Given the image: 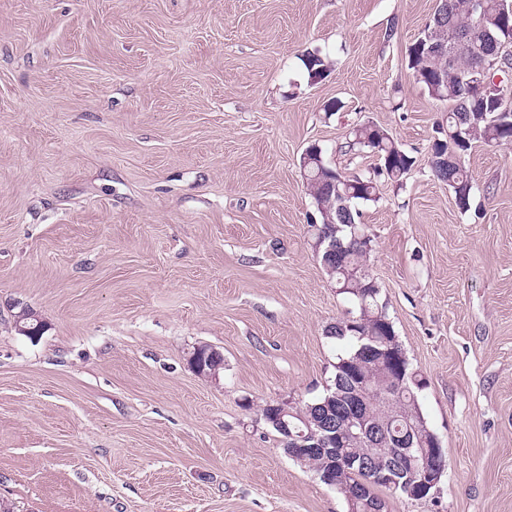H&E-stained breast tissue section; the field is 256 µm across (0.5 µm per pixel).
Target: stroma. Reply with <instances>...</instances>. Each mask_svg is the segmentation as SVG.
Returning a JSON list of instances; mask_svg holds the SVG:
<instances>
[{"mask_svg":"<svg viewBox=\"0 0 512 512\" xmlns=\"http://www.w3.org/2000/svg\"><path fill=\"white\" fill-rule=\"evenodd\" d=\"M436 6L0 0V506L347 512L260 411L334 374L325 331L348 303L300 157L367 171L342 147L370 123L415 160L359 209L448 462L386 510L512 512V144L466 156L469 210L432 176L448 104L407 48ZM315 49L332 68L313 84ZM201 345L224 355L216 376L189 363Z\"/></svg>","mask_w":512,"mask_h":512,"instance_id":"35a3bbf8","label":"stroma"}]
</instances>
